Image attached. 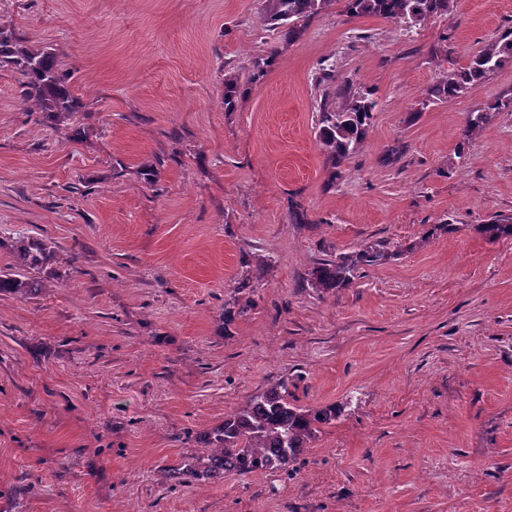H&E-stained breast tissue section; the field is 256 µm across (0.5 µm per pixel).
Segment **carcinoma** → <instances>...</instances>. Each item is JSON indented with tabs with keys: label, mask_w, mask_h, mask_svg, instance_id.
<instances>
[{
	"label": "carcinoma",
	"mask_w": 512,
	"mask_h": 512,
	"mask_svg": "<svg viewBox=\"0 0 512 512\" xmlns=\"http://www.w3.org/2000/svg\"><path fill=\"white\" fill-rule=\"evenodd\" d=\"M334 0H262L265 21L288 41L299 37L302 21L325 11ZM352 17L375 16L393 21L409 31L433 17L448 13L450 0H345ZM512 63V27L469 56L468 62L440 74L430 87L432 102H444L467 94L473 86ZM0 64L14 66L23 77L24 98L40 105L46 113L72 114L78 104L56 68L49 53H28L0 32ZM243 85L239 78H224V106L232 107ZM375 103L366 94L352 91L343 81L327 87L317 123V138L326 156L330 182L341 174V167L365 141ZM512 107V99L497 100L467 114L460 129L458 150L487 126L495 114ZM478 231L490 241L512 238V217L494 216ZM396 253L376 244L351 254L328 259L312 273L311 288L327 292L346 288L364 266L384 264ZM15 268L0 270V295L27 297L44 288V281L29 277L25 270H43L54 259V250L39 238H23L14 248ZM336 419V407L310 409L288 401L287 387L272 385L252 395L242 406L224 416V423L210 428L199 441L201 452L169 469L173 486L219 479L226 475L257 472L294 473L318 425Z\"/></svg>",
	"instance_id": "obj_1"
}]
</instances>
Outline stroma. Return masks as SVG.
<instances>
[{"mask_svg":"<svg viewBox=\"0 0 512 512\" xmlns=\"http://www.w3.org/2000/svg\"><path fill=\"white\" fill-rule=\"evenodd\" d=\"M509 27L512 0L409 33L334 0L291 42L261 0H0V31L78 101L48 119L0 67V267L23 237L57 256L37 295L0 296V512H512V238L477 230L512 215V107L457 146L467 112L512 98V64L427 100ZM267 56L225 109V76ZM325 60L375 103L333 184ZM373 244L394 259L311 288ZM276 382L340 410L297 472L172 488L197 436ZM394 257L393 251H387L379 244L368 246L320 263L313 271L309 284L311 288L321 292L346 288L353 283L363 266L384 264Z\"/></svg>","mask_w":512,"mask_h":512,"instance_id":"stroma-1","label":"stroma"}]
</instances>
